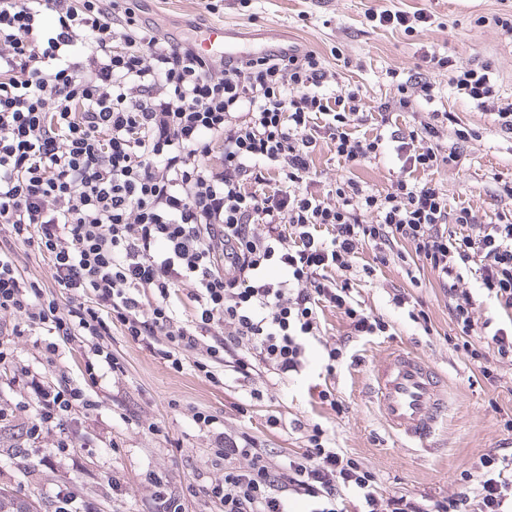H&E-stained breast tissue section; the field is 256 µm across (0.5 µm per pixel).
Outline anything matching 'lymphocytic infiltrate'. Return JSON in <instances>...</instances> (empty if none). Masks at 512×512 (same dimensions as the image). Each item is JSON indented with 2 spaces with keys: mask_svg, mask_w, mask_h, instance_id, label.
<instances>
[{
  "mask_svg": "<svg viewBox=\"0 0 512 512\" xmlns=\"http://www.w3.org/2000/svg\"><path fill=\"white\" fill-rule=\"evenodd\" d=\"M137 2L0 0V315L20 318L14 334L38 328L80 342L117 328L171 368L195 355L215 382L262 366L283 379L305 368L324 308L352 335H387L342 274L367 244L362 272L373 276L403 240L446 290L461 350L494 380V363L512 362V213L480 222L415 177L452 162L439 140L453 113L406 132L382 110L374 134L355 135L356 93L328 92L316 52L215 56L161 35ZM419 68L447 71L461 98L495 95L490 64L426 52ZM324 136L353 167L392 151L390 190L349 177L312 191ZM269 176L275 187L262 189ZM19 245L37 248L66 304L23 276L12 257ZM274 264L281 278L270 277ZM482 300L494 312L479 323ZM104 369L120 366L99 347L82 385L30 378L28 440L52 434V455L72 454L67 430L76 411L97 408L88 389ZM213 454L224 472L202 492L223 512H295L298 503L344 512L347 496L358 512H512V454L495 450L433 502L387 493L318 423L303 452L276 465L243 434L217 439Z\"/></svg>",
  "mask_w": 512,
  "mask_h": 512,
  "instance_id": "obj_1",
  "label": "lymphocytic infiltrate"
}]
</instances>
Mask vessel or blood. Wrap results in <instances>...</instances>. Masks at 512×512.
I'll return each mask as SVG.
<instances>
[{
	"label": "vessel or blood",
	"instance_id": "b4317fda",
	"mask_svg": "<svg viewBox=\"0 0 512 512\" xmlns=\"http://www.w3.org/2000/svg\"><path fill=\"white\" fill-rule=\"evenodd\" d=\"M372 393L388 425L407 442L427 447L447 409L442 374L419 357L396 351L374 368Z\"/></svg>",
	"mask_w": 512,
	"mask_h": 512
}]
</instances>
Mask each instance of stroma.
I'll use <instances>...</instances> for the list:
<instances>
[{
  "mask_svg": "<svg viewBox=\"0 0 512 512\" xmlns=\"http://www.w3.org/2000/svg\"><path fill=\"white\" fill-rule=\"evenodd\" d=\"M140 7L144 18L165 34L185 37L192 28L210 30L222 24L237 29L243 43L257 49L292 41L317 52L340 85L357 90L359 109L368 116L359 127L363 133L372 132L370 116L381 104L396 102V81L413 74L421 52L452 56L468 68L491 63L496 91L492 103L458 98L447 72L431 70L425 77L436 87L434 100L395 110L394 116L400 126L416 127L430 113H455L461 125L475 130V137L462 141L454 133L444 135L442 150L454 153L455 162L429 176L418 173V180L432 178L449 206L469 204L486 223L512 210V196L501 190L503 182L512 181V134L501 132L494 120L497 108L512 103V36L488 21L489 16L512 13V0H251L247 7L241 0H223L214 15L198 0H141ZM384 8L421 9L435 20L410 34L373 27L370 12ZM335 46L344 63L332 56ZM314 167L315 191L326 192L337 180L355 177L383 192L395 178L397 163L388 153L352 167L323 143ZM398 249L376 277L367 279L361 266L371 260L372 249L363 245L357 265L346 273L355 299L389 323V335L353 336L336 310L325 309L322 342H310L305 370L287 380L264 369L247 380L216 383L192 361L176 370L144 344L112 335L110 347L121 370L105 372L92 388L99 406L73 426L78 453L70 458L50 457V439L27 440L33 396L25 376L37 373L52 384L79 381L92 341L56 343L52 351L48 345L53 337L45 330L15 336L10 327L0 328V340L15 350L12 361L0 363V490L39 504L41 512H55L61 490L92 503L95 512H155L153 489L146 480L154 473L167 478L183 512H219L198 491L224 471L223 461L210 449L216 434H248L277 463L303 446L290 428L298 419L326 424L337 447L372 470L382 489L434 501L450 495L482 454L499 448L512 452V432L505 428L512 419V364H498L495 381L482 377L454 346L447 292L428 268L409 260L408 243H399ZM400 292L422 304L431 320L430 332L394 308L390 298ZM327 342L344 347L343 360L327 379L345 406L341 414L321 405L315 392ZM398 349L425 359L446 376L448 416L427 449L405 446L393 435L372 397L374 365ZM255 388L264 397L254 402L249 393ZM197 411L214 416L210 430L195 425Z\"/></svg>",
  "mask_w": 512,
  "mask_h": 512,
  "instance_id": "35a3bbf8",
  "label": "stroma"
}]
</instances>
